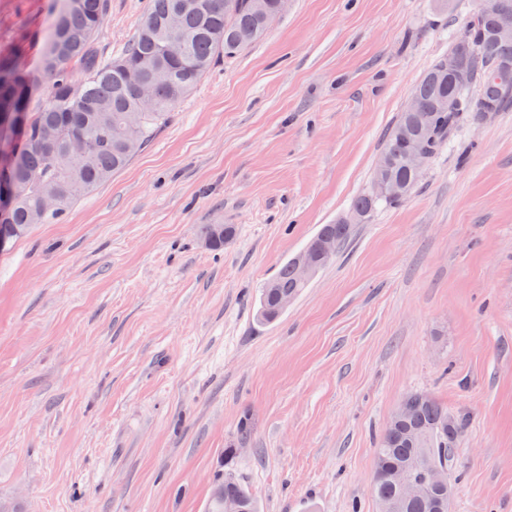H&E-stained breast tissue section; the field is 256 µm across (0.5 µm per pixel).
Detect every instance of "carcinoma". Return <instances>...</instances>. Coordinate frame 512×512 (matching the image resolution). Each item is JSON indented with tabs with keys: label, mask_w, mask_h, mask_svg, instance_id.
<instances>
[{
	"label": "carcinoma",
	"mask_w": 512,
	"mask_h": 512,
	"mask_svg": "<svg viewBox=\"0 0 512 512\" xmlns=\"http://www.w3.org/2000/svg\"><path fill=\"white\" fill-rule=\"evenodd\" d=\"M278 0H150L132 39L108 57L97 46L108 0H58L42 53V83L0 53V243L12 244L34 224L60 223L75 202L125 168L169 122L172 109L218 62L258 42L277 18ZM499 19L473 10L463 33L448 52L468 46L472 81L454 82L438 58L411 95L415 111H401L387 131L368 189L354 201L351 221L324 224L309 240L324 237L341 246L351 222H364L380 204L407 200L420 184V173L406 162L412 149L431 159L449 147L464 119L482 120L512 110V42L496 38ZM136 69L151 104L145 107L127 72ZM164 71L167 79H155ZM81 138L84 154L74 155ZM408 187L402 196L382 192L384 185ZM52 196L55 207L43 210ZM200 236L220 248L234 236L231 224H203ZM299 256L288 259L266 282L259 296V317L267 322L282 313L277 301L297 297L309 284L300 273ZM403 401L413 407L405 419L391 418L375 448L378 467L372 489L378 503L398 504V512H448V491L427 488L414 499L403 497L391 473L414 481L425 465L450 467L451 451L466 422L433 397L411 391ZM239 512H259L247 486L231 473L217 481L207 512H222L225 500Z\"/></svg>",
	"instance_id": "1"
}]
</instances>
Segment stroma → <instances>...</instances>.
Wrapping results in <instances>:
<instances>
[{
    "mask_svg": "<svg viewBox=\"0 0 512 512\" xmlns=\"http://www.w3.org/2000/svg\"><path fill=\"white\" fill-rule=\"evenodd\" d=\"M103 54L149 0H109ZM474 0H290L129 165L0 251V501L205 512L233 469L260 512H378V435L410 391L468 417L452 512H512V111L468 120L415 194L353 225L274 322L257 294L350 213ZM55 0H0L41 73ZM203 224H233L223 250Z\"/></svg>",
    "mask_w": 512,
    "mask_h": 512,
    "instance_id": "stroma-1",
    "label": "stroma"
}]
</instances>
